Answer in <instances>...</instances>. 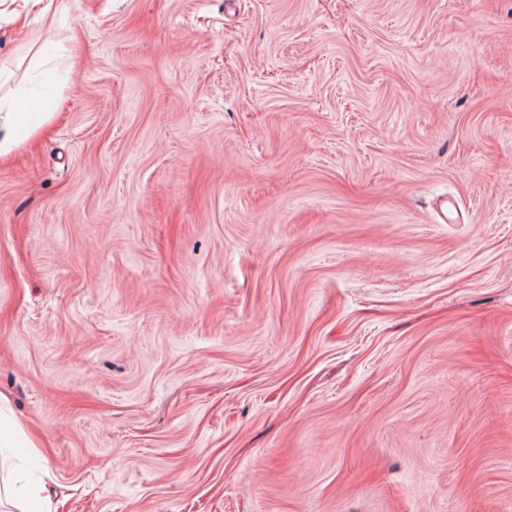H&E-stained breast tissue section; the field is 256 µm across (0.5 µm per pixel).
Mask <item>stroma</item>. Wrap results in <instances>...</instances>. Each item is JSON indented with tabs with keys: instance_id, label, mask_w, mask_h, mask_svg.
Instances as JSON below:
<instances>
[{
	"instance_id": "35a3bbf8",
	"label": "stroma",
	"mask_w": 512,
	"mask_h": 512,
	"mask_svg": "<svg viewBox=\"0 0 512 512\" xmlns=\"http://www.w3.org/2000/svg\"><path fill=\"white\" fill-rule=\"evenodd\" d=\"M12 9L51 119L0 392L52 512H512V0Z\"/></svg>"
}]
</instances>
